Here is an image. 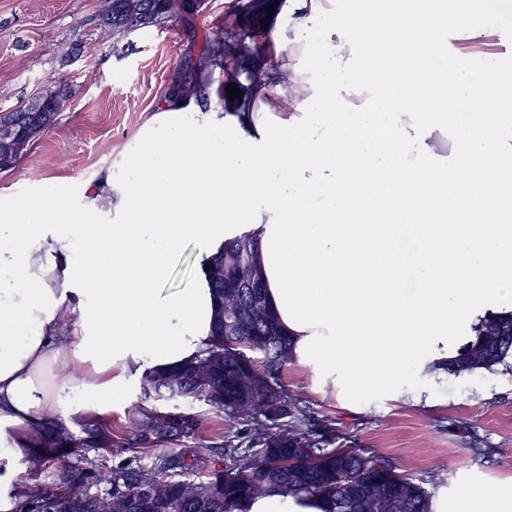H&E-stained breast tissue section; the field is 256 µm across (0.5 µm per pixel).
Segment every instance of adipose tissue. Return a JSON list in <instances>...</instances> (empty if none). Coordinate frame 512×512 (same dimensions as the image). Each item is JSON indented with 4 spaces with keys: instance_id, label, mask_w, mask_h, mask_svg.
Returning a JSON list of instances; mask_svg holds the SVG:
<instances>
[{
    "instance_id": "1",
    "label": "adipose tissue",
    "mask_w": 512,
    "mask_h": 512,
    "mask_svg": "<svg viewBox=\"0 0 512 512\" xmlns=\"http://www.w3.org/2000/svg\"><path fill=\"white\" fill-rule=\"evenodd\" d=\"M269 50L238 111L163 101L82 198L54 182L0 202V512L36 492L21 474L52 453L59 406L83 395L80 424L209 343L205 276L161 291L188 240L206 259L251 234L298 360L358 401L446 359L452 323L512 310V50L480 0H290ZM451 508L512 498L465 488Z\"/></svg>"
}]
</instances>
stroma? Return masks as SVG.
Instances as JSON below:
<instances>
[{
    "instance_id": "35a3bbf8",
    "label": "stroma",
    "mask_w": 512,
    "mask_h": 512,
    "mask_svg": "<svg viewBox=\"0 0 512 512\" xmlns=\"http://www.w3.org/2000/svg\"><path fill=\"white\" fill-rule=\"evenodd\" d=\"M231 3L203 0L190 23L171 20L122 36L100 24L99 0H0V111L61 81L71 91L56 125L14 169L0 172V196L38 195L49 179L61 178L78 198L103 170L117 167L161 103L172 72L190 73L203 33L223 23ZM76 43L79 55L63 63L64 52ZM284 382L307 413L302 429L334 420L336 447L389 456L413 481L438 483L450 498L473 484L512 491V367L461 376L414 371L401 390L369 396L361 410L317 390L312 372L300 364L288 367ZM145 410L202 414L210 430L160 438L146 423L131 432L133 419ZM97 421L111 430V444L99 443L89 426H72L82 447L41 458L26 479L60 492L79 472L83 490L97 494L104 488L100 473L131 460L149 466L171 456L181 462L175 478L193 480L223 467L221 438L234 427L224 412L205 404L178 408L147 400L136 386Z\"/></svg>"
}]
</instances>
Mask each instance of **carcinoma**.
Listing matches in <instances>:
<instances>
[{"instance_id": "cac0c4a2", "label": "carcinoma", "mask_w": 512, "mask_h": 512, "mask_svg": "<svg viewBox=\"0 0 512 512\" xmlns=\"http://www.w3.org/2000/svg\"><path fill=\"white\" fill-rule=\"evenodd\" d=\"M274 4L279 13L284 0H234L224 25L205 35V45L196 58L195 78H207L219 68L240 89L236 98L224 96V105L248 100L267 75L262 64L250 60L263 55L255 40L254 26L269 18ZM185 0H102L99 17L115 34L125 32L128 16L149 12L163 22L182 17ZM196 84L176 74L167 92L190 95ZM64 83L49 88L26 103L0 111V128L16 130V136L0 141V165H16L34 140L56 125L68 101ZM247 253L250 268L239 270L241 253ZM206 266L224 269V281L208 280L216 301L224 302L213 324L212 339L197 357L167 371H149L141 379L146 399H165L192 404L202 402L224 411L241 428L224 435L229 463L213 469L202 480H172L162 475L177 465L174 458H161L149 468H120L103 476L107 492L124 498L129 512H247L245 503L257 495L301 493L318 498L324 512H369L364 495L371 486L384 490L376 512H434L437 483L432 489L417 484L399 472L389 457L356 448H330L335 429L321 423L306 431L294 424L306 411L283 381V372L296 360L292 341L279 327L270 309L261 274L258 246L243 234L224 242ZM493 326L499 336L484 339ZM512 359V311L487 312L470 325V336L448 351L438 366L449 374L467 365L468 372L491 370ZM190 428L205 432L204 417L187 418L165 414L154 420L160 433ZM248 443L249 453L239 454V444ZM97 496L74 486L64 493L42 491L31 501L28 512H96Z\"/></svg>"}]
</instances>
